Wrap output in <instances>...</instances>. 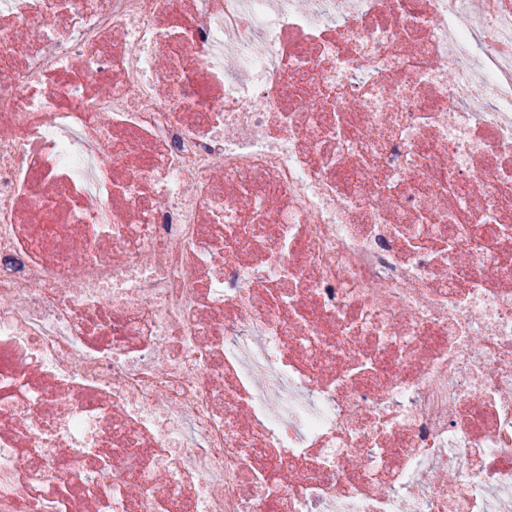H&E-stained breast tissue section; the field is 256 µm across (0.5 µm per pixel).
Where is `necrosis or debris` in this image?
<instances>
[{
  "instance_id": "1",
  "label": "necrosis or debris",
  "mask_w": 512,
  "mask_h": 512,
  "mask_svg": "<svg viewBox=\"0 0 512 512\" xmlns=\"http://www.w3.org/2000/svg\"><path fill=\"white\" fill-rule=\"evenodd\" d=\"M0 70V512H512V0H0Z\"/></svg>"
}]
</instances>
